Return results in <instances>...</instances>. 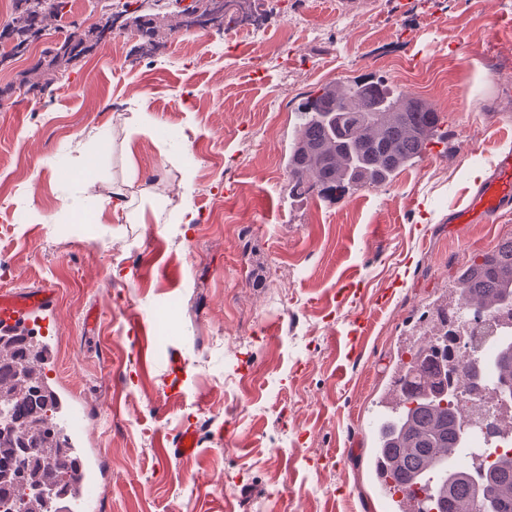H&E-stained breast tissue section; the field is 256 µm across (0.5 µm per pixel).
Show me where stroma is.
<instances>
[{"label":"stroma","instance_id":"obj_1","mask_svg":"<svg viewBox=\"0 0 512 512\" xmlns=\"http://www.w3.org/2000/svg\"><path fill=\"white\" fill-rule=\"evenodd\" d=\"M253 14L290 26L299 67L244 69L170 14L168 57L132 68L116 40L52 96L0 108V287L57 290L53 383L90 407L101 512H382L369 412L451 276L512 234V214L448 221L512 153V0ZM402 65L445 115L439 140L385 184L289 197L301 105L357 78L399 85ZM128 184L143 211L100 209ZM187 424L202 444L179 458Z\"/></svg>","mask_w":512,"mask_h":512}]
</instances>
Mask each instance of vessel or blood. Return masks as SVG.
Segmentation results:
<instances>
[{"label":"vessel or blood","instance_id":"b4317fda","mask_svg":"<svg viewBox=\"0 0 512 512\" xmlns=\"http://www.w3.org/2000/svg\"><path fill=\"white\" fill-rule=\"evenodd\" d=\"M512 209V154L504 155L491 177L476 191L470 201L452 213L456 224L493 223L503 211ZM55 290L46 285L25 291H0V337L10 338L29 333L44 334L47 322L56 319ZM59 420L78 469L73 495L81 512H98L101 503L103 471L97 454L87 447L90 428L87 404L64 393L59 399ZM464 448L458 449L452 461L459 469H469L487 453L489 442L482 431L469 426L462 429ZM374 490L383 499L385 512H427L429 501L418 486H404L394 496H387L383 482Z\"/></svg>","mask_w":512,"mask_h":512}]
</instances>
